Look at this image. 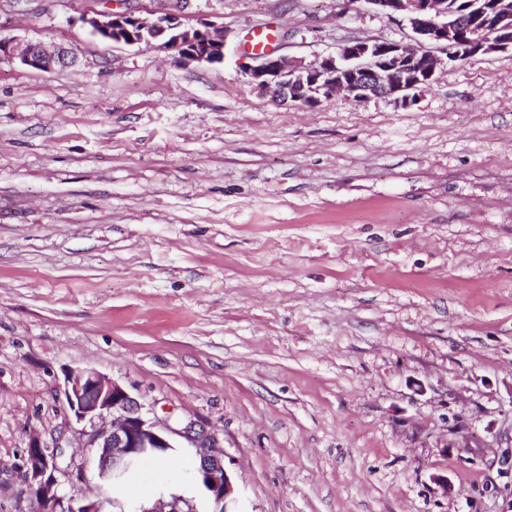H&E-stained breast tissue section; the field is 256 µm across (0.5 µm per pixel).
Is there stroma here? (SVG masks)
I'll return each instance as SVG.
<instances>
[{
	"mask_svg": "<svg viewBox=\"0 0 512 512\" xmlns=\"http://www.w3.org/2000/svg\"><path fill=\"white\" fill-rule=\"evenodd\" d=\"M110 0H0V512L64 375L215 430L240 512H512V51L407 108L253 89L246 43L314 62L408 42L365 0H189L223 63L93 36ZM4 44L9 58H18L23 64L35 69L68 68L76 61L75 54L62 46L50 51L40 42L13 40Z\"/></svg>",
	"mask_w": 512,
	"mask_h": 512,
	"instance_id": "1",
	"label": "stroma"
}]
</instances>
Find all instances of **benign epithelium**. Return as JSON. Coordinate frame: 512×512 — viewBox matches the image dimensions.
I'll return each mask as SVG.
<instances>
[{
  "mask_svg": "<svg viewBox=\"0 0 512 512\" xmlns=\"http://www.w3.org/2000/svg\"><path fill=\"white\" fill-rule=\"evenodd\" d=\"M169 8L147 16L131 11H110L85 16L93 34L126 45H158L173 50L186 60L220 63L224 60V28L205 24L201 28L183 21L181 4L173 0ZM377 10L393 15L405 12L415 37L409 43L352 41L339 46L336 53L307 64L276 52L257 55L249 68L250 83L261 93L303 104L329 99L344 92L357 101L373 97L388 98L403 107L415 104L419 93L429 87L441 59L424 50L429 42L449 49V58L467 60L476 55L512 51V12L495 13L493 29L469 27L462 41L458 30L461 17L448 20L446 0H367ZM7 55L35 69L68 68L76 56L68 48L48 50L42 43L9 41ZM67 408L82 425L78 436L87 448L104 451V468L114 471L149 448H174L175 437L185 439L192 448L208 480L216 504L223 512H235L237 488L225 468L224 451L216 434L203 425L189 422L181 428L159 423L148 416L144 405L123 386L94 369H79L65 377L63 390ZM61 447L49 446L33 436L26 448L23 468L25 481L38 490L41 502L54 512H104L101 501L65 497L60 487L85 478V466L75 462L60 468ZM188 502L177 495L161 496L149 509L140 512H188Z\"/></svg>",
  "mask_w": 512,
  "mask_h": 512,
  "instance_id": "1",
  "label": "benign epithelium"
}]
</instances>
